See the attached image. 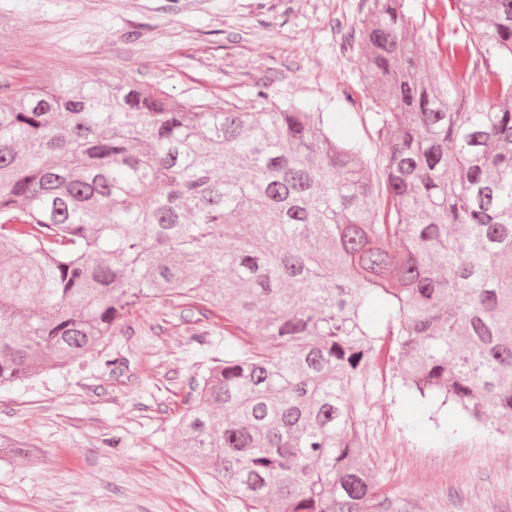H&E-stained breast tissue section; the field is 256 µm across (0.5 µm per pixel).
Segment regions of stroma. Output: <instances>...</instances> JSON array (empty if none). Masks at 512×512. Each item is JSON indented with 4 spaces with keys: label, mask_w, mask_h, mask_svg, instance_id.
I'll return each mask as SVG.
<instances>
[{
    "label": "stroma",
    "mask_w": 512,
    "mask_h": 512,
    "mask_svg": "<svg viewBox=\"0 0 512 512\" xmlns=\"http://www.w3.org/2000/svg\"><path fill=\"white\" fill-rule=\"evenodd\" d=\"M5 2L20 23L0 50V84L132 72L179 104L242 103L262 85L332 113L372 107L357 56L336 47L337 20L361 24L364 0ZM188 314L176 300L143 304L68 368L0 388V436L47 456L0 467V512H247L173 451L192 378L224 350L220 333L188 346ZM357 414L386 512H512L511 434L443 432L371 368Z\"/></svg>",
    "instance_id": "stroma-1"
}]
</instances>
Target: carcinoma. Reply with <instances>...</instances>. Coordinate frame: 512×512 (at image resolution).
I'll return each instance as SVG.
<instances>
[{
    "label": "carcinoma",
    "instance_id": "1",
    "mask_svg": "<svg viewBox=\"0 0 512 512\" xmlns=\"http://www.w3.org/2000/svg\"><path fill=\"white\" fill-rule=\"evenodd\" d=\"M336 22L376 153L258 90L177 105L132 75L0 89V388L94 350L154 300L224 336L176 451L250 512H384L359 375L399 373L429 420L512 429V0H448L441 60L406 0ZM42 455L0 437V464Z\"/></svg>",
    "mask_w": 512,
    "mask_h": 512
}]
</instances>
